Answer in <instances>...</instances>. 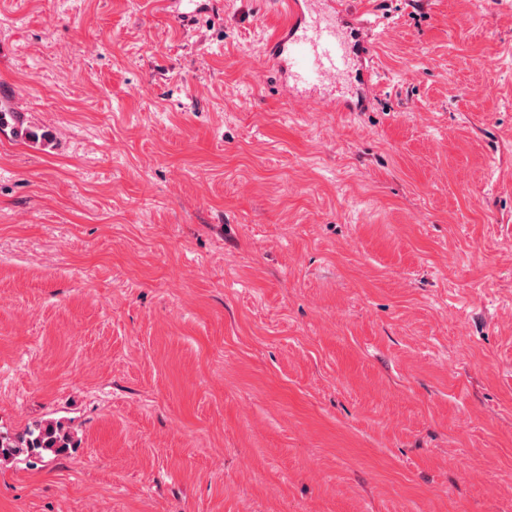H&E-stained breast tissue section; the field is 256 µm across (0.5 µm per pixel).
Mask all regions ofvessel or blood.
Here are the masks:
<instances>
[{"mask_svg":"<svg viewBox=\"0 0 512 512\" xmlns=\"http://www.w3.org/2000/svg\"><path fill=\"white\" fill-rule=\"evenodd\" d=\"M282 18L268 36L262 60L274 66L286 93L349 74L371 55L365 22L335 0H275Z\"/></svg>","mask_w":512,"mask_h":512,"instance_id":"1","label":"vessel or blood"}]
</instances>
